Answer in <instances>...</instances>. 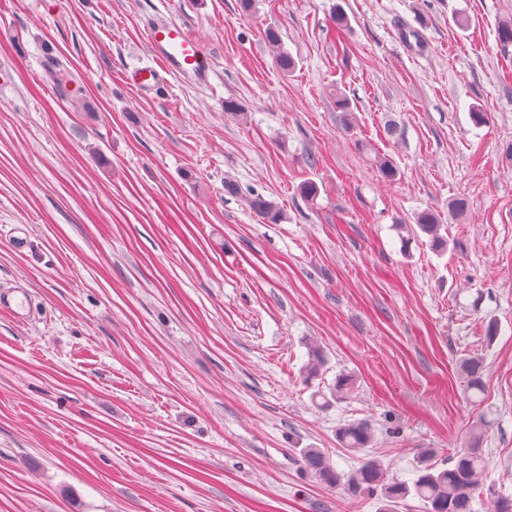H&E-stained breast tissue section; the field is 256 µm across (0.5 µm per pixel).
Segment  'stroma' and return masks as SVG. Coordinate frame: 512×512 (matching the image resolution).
Wrapping results in <instances>:
<instances>
[{
  "instance_id": "35a3bbf8",
  "label": "stroma",
  "mask_w": 512,
  "mask_h": 512,
  "mask_svg": "<svg viewBox=\"0 0 512 512\" xmlns=\"http://www.w3.org/2000/svg\"><path fill=\"white\" fill-rule=\"evenodd\" d=\"M159 16L205 42L209 87L126 84ZM506 17L512 0H0V289L30 295L25 319L0 310V512H376L304 476L300 449L408 481L420 450L447 467L477 422L487 479L512 495ZM248 190L283 220L262 223ZM341 374L353 390L319 407ZM359 420L375 440L354 455L336 430ZM265 40L268 48L273 54L276 66L284 73L292 72L296 66L295 60L282 47L281 37L278 30L272 27L268 28L265 32ZM440 223V217L430 210L423 211L416 216L418 228L427 235L430 245L436 250H441L446 246V240L441 234L443 224ZM460 371L469 391L476 395L484 393V364L481 357L469 356L464 358L460 364Z\"/></svg>"
}]
</instances>
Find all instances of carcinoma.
Here are the masks:
<instances>
[{"instance_id": "1", "label": "carcinoma", "mask_w": 512, "mask_h": 512, "mask_svg": "<svg viewBox=\"0 0 512 512\" xmlns=\"http://www.w3.org/2000/svg\"><path fill=\"white\" fill-rule=\"evenodd\" d=\"M265 40L276 66L284 73L292 72L296 66L295 60L282 47L278 30L268 28ZM333 99L344 124L351 125L349 99L338 89L333 90ZM245 200L262 221L270 224L281 222L283 213L274 201L254 193L246 195ZM416 224L427 235L434 249L440 250L446 246L437 214L430 210L423 211L416 216ZM324 364L321 349L311 347L304 367L306 379L316 376ZM460 371L469 391L476 395L484 393V364L481 357L469 356L463 359ZM484 438L483 425L473 426L466 446L452 458L448 467L442 469L429 463L428 451L419 452L413 470L414 478L409 483L387 479L386 468L377 458L364 459L359 466L348 472L338 470L323 448L300 449L299 461L305 473L320 484L340 489L350 500H369L377 505L376 512H397L401 501L410 495L423 502L426 512H473L475 493L480 489L485 490L492 501L493 512H512V496L503 494L493 484H484ZM336 440L342 448L360 451L374 441V430L366 421L349 423L336 429Z\"/></svg>"}]
</instances>
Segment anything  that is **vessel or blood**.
<instances>
[{
    "mask_svg": "<svg viewBox=\"0 0 512 512\" xmlns=\"http://www.w3.org/2000/svg\"><path fill=\"white\" fill-rule=\"evenodd\" d=\"M146 36L156 63L128 74L129 84L153 91L163 87L172 76L190 79L198 86L210 84L213 76L210 56L185 25L169 17H155L146 26Z\"/></svg>",
    "mask_w": 512,
    "mask_h": 512,
    "instance_id": "vessel-or-blood-1",
    "label": "vessel or blood"
}]
</instances>
